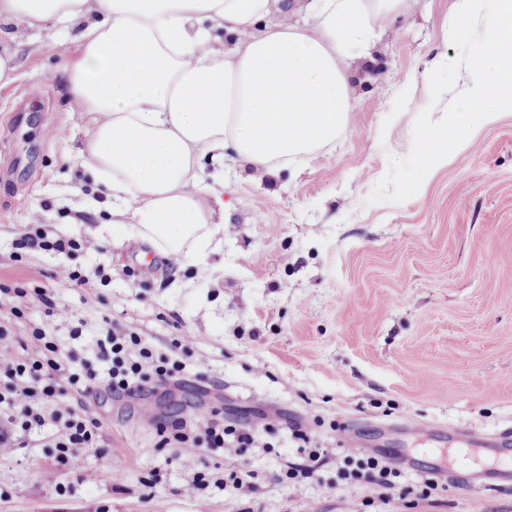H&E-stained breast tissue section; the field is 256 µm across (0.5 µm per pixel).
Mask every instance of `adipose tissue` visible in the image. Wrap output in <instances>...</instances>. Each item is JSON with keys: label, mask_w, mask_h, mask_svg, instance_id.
Here are the masks:
<instances>
[{"label": "adipose tissue", "mask_w": 512, "mask_h": 512, "mask_svg": "<svg viewBox=\"0 0 512 512\" xmlns=\"http://www.w3.org/2000/svg\"><path fill=\"white\" fill-rule=\"evenodd\" d=\"M407 2L307 0L299 18L287 0H0V21L47 30L112 230L209 274L224 201L201 158L275 175L334 145Z\"/></svg>", "instance_id": "adipose-tissue-1"}]
</instances>
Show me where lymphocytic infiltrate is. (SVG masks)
I'll return each mask as SVG.
<instances>
[{
	"label": "lymphocytic infiltrate",
	"instance_id": "obj_1",
	"mask_svg": "<svg viewBox=\"0 0 512 512\" xmlns=\"http://www.w3.org/2000/svg\"><path fill=\"white\" fill-rule=\"evenodd\" d=\"M15 247L70 256L90 251L92 245L60 234L51 237L38 227L22 233ZM0 294L12 298V317H22L26 309L37 306L46 315L70 322L72 339L89 331L86 320L57 309L50 289L4 286ZM92 334L95 356L91 359L65 347L43 327L33 329L30 339L18 340L16 348L0 353L1 459L26 447L28 438L37 434L54 448L56 468H65L78 449L94 448L99 442L101 424L89 415L87 399L104 394L115 399L139 397L156 386L177 382L186 370L178 344L157 351L146 337L110 317H103ZM67 396L75 397V405H64ZM156 433L161 444L174 448L180 467L191 472L184 491L192 497L207 484L206 476L195 470L202 451L222 453L226 462L236 465L245 449L258 444L250 429L225 424L215 410L206 415L189 411L169 422L157 421Z\"/></svg>",
	"mask_w": 512,
	"mask_h": 512
}]
</instances>
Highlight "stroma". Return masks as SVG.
<instances>
[{"instance_id": "1", "label": "stroma", "mask_w": 512, "mask_h": 512, "mask_svg": "<svg viewBox=\"0 0 512 512\" xmlns=\"http://www.w3.org/2000/svg\"><path fill=\"white\" fill-rule=\"evenodd\" d=\"M453 2L411 0L372 80L355 86L351 127L335 145L275 176L225 170L212 277L109 238L95 260L112 281L96 288L55 287L53 255L13 257L32 213L89 241L112 216L86 210L98 195L78 155L89 119L68 111L59 61L39 50L45 31L0 26V48L17 52L16 79L0 87V284L55 288L59 307L90 324L107 315L154 345L188 349L182 386L89 401L102 443L67 468L36 437L0 459V512H294L302 499L310 512H512L511 477L486 460L456 463L464 428L512 453V111L410 199L367 201L430 107L426 63L457 52L444 37ZM188 406L255 430L261 445L245 451L254 492L185 495L151 421ZM297 417L306 444L328 454L293 485L282 475L306 444L285 423ZM350 449L402 457L407 497L385 502L375 485L344 477ZM428 478L438 487L424 498Z\"/></svg>"}]
</instances>
